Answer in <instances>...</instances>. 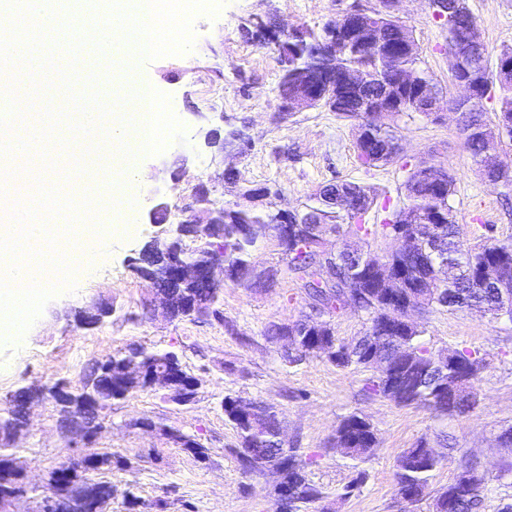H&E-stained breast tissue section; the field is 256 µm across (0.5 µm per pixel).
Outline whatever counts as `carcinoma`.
<instances>
[{
    "label": "carcinoma",
    "mask_w": 512,
    "mask_h": 512,
    "mask_svg": "<svg viewBox=\"0 0 512 512\" xmlns=\"http://www.w3.org/2000/svg\"><path fill=\"white\" fill-rule=\"evenodd\" d=\"M388 0H380L381 6L358 19L371 26L374 40L369 50H363L353 42H337L331 46L336 69L361 70L369 78L370 86L362 93L351 91L338 82L336 87L316 88L317 105L336 113L337 117L364 128L363 137L356 140L357 158L364 167H378L396 163L400 156L392 151L399 138L394 125L395 118L412 116L417 109L411 91L406 85L395 80L399 73L412 75L416 82L430 85L436 97H443L442 87L434 81L428 71L421 68L413 31L401 17L386 9ZM448 14L443 18L447 30L448 49L462 48L478 35L477 20L470 11L467 0H446ZM329 41L327 27L319 31L294 30L288 39L278 45L277 62L280 67L279 97L294 96L298 88L289 80L294 69L303 66L315 47ZM472 66L481 73L484 89L482 97H488L492 90L499 92L500 108L495 120L489 121L479 106L464 116L465 127L461 128L465 147L471 160L482 166L486 142L508 139L512 141V48L504 49L498 57L496 70L489 69L486 50H481L477 60L451 55L450 71L453 80H458L465 66ZM383 95L399 104L396 112H373L372 98ZM454 176L445 168L431 169L419 162L410 169L406 182L409 212L417 215L424 224L437 227L440 247L454 254V259L473 270L495 262L500 255L512 257V236L503 239L482 236L483 242L476 248L464 243L455 224L453 207L449 203L453 190ZM354 188L370 205L377 204V193L372 187L351 181L336 182V208L329 209L319 194H314L303 211L320 213L322 224L336 231V236L347 235L384 239L392 235L395 225L387 220L383 224H363L360 218L366 213L362 207H346L339 198L348 188ZM272 216L254 207L236 204L224 207V223L214 224V231L203 238L200 244L211 250V258L224 266V277L236 282L242 288L260 286L251 272L252 252L257 241L252 237L251 227L268 224ZM288 222V227H293ZM295 232L288 234V244L279 245L286 259V269L302 282L308 305L312 310L330 315L342 310V297L347 296L360 303L357 311L367 317L369 323L364 336L352 343L339 340L330 321H324L320 332L328 354L325 358L341 368L351 366L371 372L367 391L398 405L423 404L430 407L438 417L463 416L475 409L476 396L469 392L465 397L451 400L438 392L443 377L435 367L438 353L422 340L423 330L414 327L402 328L399 319L403 310L410 307L416 312L445 308L449 311H464L473 297L481 298L489 315L495 317L500 309L494 307L495 289L480 287L474 276L462 275L448 264V277L441 278L430 256L416 247L406 255L396 258L382 250L372 254L375 262L397 268L403 274V304L396 307L386 297L387 288L374 277L336 281L326 288L320 282L310 279V269L322 266L328 258L322 250V242L310 231V225L299 224ZM199 298L202 305L190 320L205 317L221 318L215 308L219 291L196 288L187 283L171 296L174 310H183L187 294ZM458 366L475 382L484 368L485 361L477 350L455 348L452 350ZM145 369L167 367L184 376L177 356L170 352H146L136 359ZM238 398L224 399V415L236 429L240 448L238 459L246 469L257 468L261 461L278 459L277 426L280 424L274 405H268L270 414L263 421L246 424L236 414ZM334 444L348 458L357 462L367 461L377 445V434L373 425L364 417L351 414L336 428ZM427 440L421 439L412 447L404 449L396 460L397 484L414 502L433 495L434 512H480L483 508L488 477L473 461L461 463L457 473L448 485L430 492V477L442 464V458L429 456ZM16 459L15 449L0 447V490L7 487L12 476V464ZM283 479L296 487V493L287 503L279 505L276 512H303L304 505L322 498V491L307 478L305 463L299 449L289 450L288 462L283 469ZM60 492L69 498L64 512H81L78 499L81 494L76 482L69 481L60 487Z\"/></svg>",
    "instance_id": "carcinoma-1"
}]
</instances>
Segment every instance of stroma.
<instances>
[{
	"mask_svg": "<svg viewBox=\"0 0 512 512\" xmlns=\"http://www.w3.org/2000/svg\"><path fill=\"white\" fill-rule=\"evenodd\" d=\"M477 19L489 65L512 46V0H468ZM378 8V0H223L217 17L192 22V49L182 55L140 59L141 69L168 96L170 109L183 127V140H170L156 155L137 163L148 175L136 203V229L103 237L98 262L80 271L70 289L49 300L17 345H0V409L22 387L65 380L80 386L97 362L132 345L175 353L200 379L188 405L168 401L163 391H138L114 402L110 424L96 447L115 453L110 478L115 493L110 512H275V480L264 470L247 471L236 452L239 441L225 417L224 398L274 404L289 446L298 448L306 473L323 491L309 512H432L430 501L406 507L399 497L396 459L419 439L434 440L447 431L452 448L434 472L432 487L454 477L459 464L475 461L491 477L483 512H498L512 496V481L497 480L512 450L496 441L512 425V322L475 310L433 309L418 315L423 340L433 351L466 345L480 350L486 367L475 382L478 405L465 417L443 420L423 406H400L364 392L367 371L340 368L321 357L289 366L281 346L267 333L294 322L309 311L306 296L289 274L276 287L224 286L217 307L220 318H166L154 302L150 284L133 269V260L150 240H166L171 225L186 220L185 210L196 185L210 188L211 205L236 204L241 186L276 183L279 192L259 202L276 211L302 207L331 180L346 179L373 187L391 206L405 201V173L399 165L366 168L355 150L353 123L325 108L279 111L280 69L273 42L247 35L255 19L273 30H319L337 12L351 7ZM397 13L410 26L421 66L447 93L458 90L450 73L447 33L434 19L426 0H399ZM242 132L244 154L213 158L205 136L209 130ZM398 135L406 160L421 157L455 176L451 197L455 221L465 244L475 245V229L484 224L494 235H512V187L486 182L463 145L457 117L451 112L414 114L399 120ZM236 168L240 184L222 178L223 167ZM167 206L165 218L150 215L154 199ZM105 300L111 317L97 327L76 325V311ZM359 414L377 431L378 446L363 463L367 479L357 489L348 484L352 460L334 447L338 424ZM59 415L44 403L33 408L29 425L17 443V454L29 463L28 481L40 485L46 473L75 453L60 433ZM147 420L155 431L138 428ZM167 425L195 436L208 450L206 460L174 447L159 432Z\"/></svg>",
	"mask_w": 512,
	"mask_h": 512,
	"instance_id": "stroma-1",
	"label": "stroma"
}]
</instances>
